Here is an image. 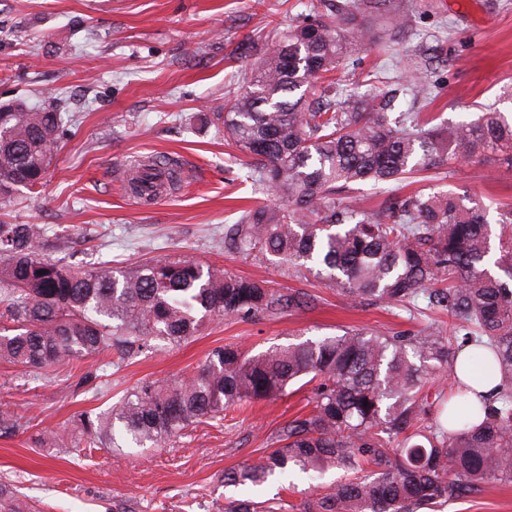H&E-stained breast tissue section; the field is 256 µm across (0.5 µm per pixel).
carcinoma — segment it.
<instances>
[{
    "label": "carcinoma",
    "mask_w": 512,
    "mask_h": 512,
    "mask_svg": "<svg viewBox=\"0 0 512 512\" xmlns=\"http://www.w3.org/2000/svg\"><path fill=\"white\" fill-rule=\"evenodd\" d=\"M309 0L290 28L243 77L228 110L214 116L224 139L253 160L250 173L281 205L255 203L224 226V247L310 275L356 304L417 305L448 315V332L389 336L361 329L251 355L211 349L195 374L143 380L106 410L77 414L72 450L155 448L224 411L288 395L305 381L310 409L280 424L253 462L224 471V486L261 487L299 473L347 476L298 504L227 497L224 512H432L488 483H512V208L486 212L452 190L414 191L369 210L340 195L355 185L402 182L455 160L498 157L512 169V115L494 106L470 123L433 126L405 112L391 118L376 97L346 94L330 79L354 52L407 23L406 0ZM417 99L433 89L413 76ZM63 113L24 104L0 112V204L33 190L59 145ZM152 162L129 182L145 192ZM498 238V272L488 268ZM42 224L0 222V363L39 378L104 352L121 368L177 347L214 317L275 319L317 296L275 290L193 258L76 267ZM471 348L490 397L455 376ZM454 381L430 393L429 379ZM29 421L0 403V434Z\"/></svg>",
    "instance_id": "cac0c4a2"
}]
</instances>
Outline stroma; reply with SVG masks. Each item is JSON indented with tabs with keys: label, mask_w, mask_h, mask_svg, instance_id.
<instances>
[{
	"label": "stroma",
	"mask_w": 512,
	"mask_h": 512,
	"mask_svg": "<svg viewBox=\"0 0 512 512\" xmlns=\"http://www.w3.org/2000/svg\"><path fill=\"white\" fill-rule=\"evenodd\" d=\"M308 0H0V103L22 100L69 113L60 144L36 191L20 189L0 220L43 224L77 266L187 256L275 289L319 295L315 306L274 320L214 319L200 335L162 355L112 372L102 394L74 387L73 371L36 380L0 364V402L32 427L0 436V492L31 512H222L232 488L226 469L260 456L267 437L304 403L306 390L225 412L150 450L95 449L77 456L38 445V430L70 439L73 417L103 410L142 379L190 376L214 347L259 353L273 344L338 336L360 328L393 333L444 330L448 318L349 304L335 291L287 268L252 261L224 247V227L240 207L272 202L248 176V160L211 124L244 72L298 24ZM409 21L381 44L352 55L337 76L348 92L382 94L426 64L435 100L399 90L395 109L426 112L436 123L471 122L493 105L512 111V0H409ZM145 156L181 171L178 191L144 205L121 173ZM414 190H452L496 209L512 205V170L482 156L450 173L398 184L355 187L375 209ZM441 512H512V484L490 483Z\"/></svg>",
	"instance_id": "stroma-1"
}]
</instances>
